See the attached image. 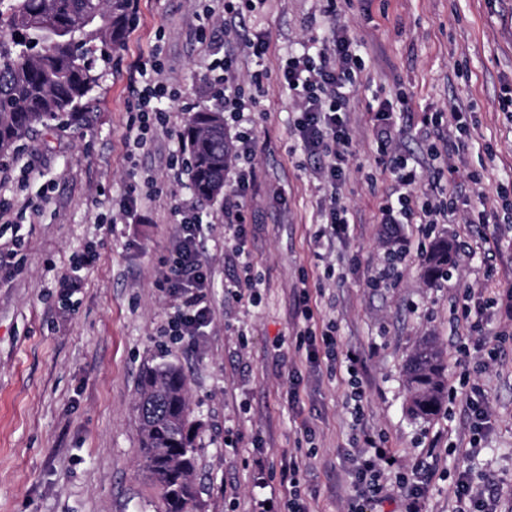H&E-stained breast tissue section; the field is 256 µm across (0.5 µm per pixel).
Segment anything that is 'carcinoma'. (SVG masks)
I'll use <instances>...</instances> for the list:
<instances>
[{"mask_svg":"<svg viewBox=\"0 0 512 512\" xmlns=\"http://www.w3.org/2000/svg\"><path fill=\"white\" fill-rule=\"evenodd\" d=\"M131 0H0V155L14 151L37 125L84 121L97 86V62H110L131 16ZM191 187L204 200L224 198V165L231 144L224 113H193L182 134ZM457 264V247L440 237L425 260L424 278L435 282ZM443 350L419 344L406 365L408 411L436 416L448 399ZM135 411L140 421L143 467L160 490L159 512H197L196 447L186 378L161 362L142 376Z\"/></svg>","mask_w":512,"mask_h":512,"instance_id":"carcinoma-1","label":"carcinoma"}]
</instances>
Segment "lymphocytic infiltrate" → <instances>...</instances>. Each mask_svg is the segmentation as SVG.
<instances>
[{
	"label": "lymphocytic infiltrate",
	"mask_w": 512,
	"mask_h": 512,
	"mask_svg": "<svg viewBox=\"0 0 512 512\" xmlns=\"http://www.w3.org/2000/svg\"><path fill=\"white\" fill-rule=\"evenodd\" d=\"M235 59L225 55L223 74L215 80L214 97L221 101L222 110L237 126L233 152L226 165L225 179L229 190L224 196V230L234 243L236 253H243L247 235V217L244 200L255 183L253 164L256 138L250 114L256 105L254 94L246 92L236 83ZM362 67L355 45L342 27L329 26L317 52L302 50L289 53L279 79L280 88L286 89L297 103L299 118L295 124L301 149L320 161L319 173L331 194L324 209V222L313 236L315 247L325 242H346L352 233L349 209L335 194L334 189L345 176L352 154V135L342 117L351 88ZM137 77L131 86L138 100L139 122L130 126L134 143H141L148 123L157 108L156 101L165 96L168 85L161 78V69L154 60L138 62ZM391 169L396 187L381 207L383 221L396 224L400 220L419 219L432 223L440 214V206L427 196H418L415 186L418 174L406 158L392 155ZM180 231L175 238L171 256L162 272V280L180 306L168 321V330L175 336H194L210 319L208 281L198 248V236L203 219L199 212L175 208ZM308 287L298 288L294 310L297 318L296 336L306 346V360L312 367L321 363L335 364L337 340L332 328L316 329L310 306ZM395 465L390 449L381 447L369 433H362L361 444L354 453L351 488L352 512H375L386 497L383 479ZM300 467L288 461L282 471L279 487L259 495L253 500L251 512H310L299 489Z\"/></svg>",
	"instance_id": "f902f5d3"
}]
</instances>
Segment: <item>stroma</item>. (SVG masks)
I'll return each mask as SVG.
<instances>
[{
  "label": "stroma",
  "mask_w": 512,
  "mask_h": 512,
  "mask_svg": "<svg viewBox=\"0 0 512 512\" xmlns=\"http://www.w3.org/2000/svg\"><path fill=\"white\" fill-rule=\"evenodd\" d=\"M205 0H136L134 21L109 65L99 66L88 120L37 126L0 158V512H158V489L141 469L135 401L141 372L176 363L187 380L195 430L199 512H249L262 487L278 484L294 457L311 512H348L353 439L367 429L391 449L400 472L425 476L422 512H456L454 483L468 469L475 489L512 508V313L485 314L483 335L465 317L469 295L512 289V221L499 195L512 178V116L500 102L512 88V0H351L339 21L365 63L344 114L353 154L338 193L354 231L318 260L311 238L328 191L318 161L297 145L294 103L278 85L289 50L321 40L322 0H266L241 18L215 23ZM268 35L256 60L245 46ZM236 57V77L261 82L251 114L257 138L254 189L245 200V257L224 240V208L191 188L179 133L211 104L210 38ZM158 56L176 100L162 99L165 123L143 145L127 140L137 112L131 64ZM405 96L411 108L392 150L415 162L417 193L439 183L446 204L435 224H404L390 239L379 206L395 188L378 153L379 101ZM470 111L468 146L428 153L432 138L455 135L454 107ZM438 113L437 127L423 128ZM137 204L124 212L127 197ZM203 213L200 250L211 288V323L172 336L176 302L160 283L178 233L174 206ZM461 243L451 277L426 286L423 258L438 235ZM406 248L393 279L370 287L398 240ZM95 261L79 288L61 280L87 251ZM252 277L256 303L229 288ZM318 292L320 324L334 323L340 351L365 353L361 417L347 406L346 368L301 363L275 344L291 332L294 290ZM426 336L447 358L456 392L430 420L407 410L405 364ZM302 375L298 404L288 372ZM483 389L491 417L471 446L461 375Z\"/></svg>",
  "instance_id": "stroma-1"
}]
</instances>
